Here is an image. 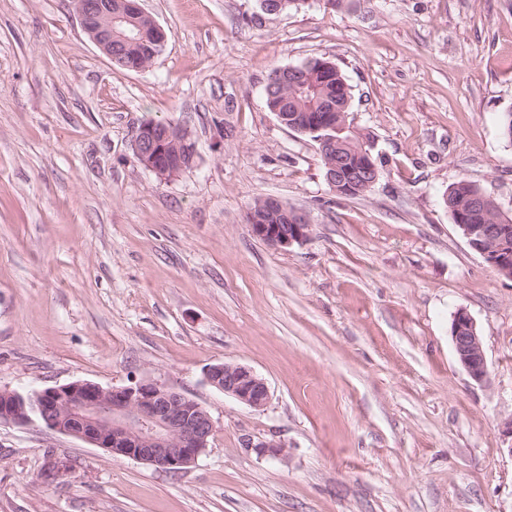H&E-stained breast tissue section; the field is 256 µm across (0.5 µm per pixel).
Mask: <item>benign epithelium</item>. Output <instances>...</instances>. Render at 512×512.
Returning a JSON list of instances; mask_svg holds the SVG:
<instances>
[{
	"instance_id": "benign-epithelium-1",
	"label": "benign epithelium",
	"mask_w": 512,
	"mask_h": 512,
	"mask_svg": "<svg viewBox=\"0 0 512 512\" xmlns=\"http://www.w3.org/2000/svg\"><path fill=\"white\" fill-rule=\"evenodd\" d=\"M83 31L99 50L112 58L113 25L129 17L144 16L139 0H74ZM323 153L335 159L327 168L339 171L345 163L348 143L319 139ZM132 150L138 163L161 178H170L193 166L188 132L169 123H144L133 134ZM372 157L358 172L357 186L344 185L328 176L334 192L355 188L365 194L379 174ZM253 233L268 245L286 249L306 241L311 224L308 216L267 197L258 209L248 212ZM459 229L470 245L501 276L512 279V249L505 243L500 224H461ZM452 342L458 362L478 383L488 379L481 336L473 318L464 310L456 313ZM207 383L254 409L265 407L270 390L264 378L251 368L236 363H216L205 370ZM39 421L47 429L80 439L112 457L138 460L162 471H180L207 450L215 432L209 411L182 392L165 384L146 381L133 386L104 388L89 381L70 383L20 393L0 392V423L19 426ZM264 457L281 458L285 445L276 440L248 443Z\"/></svg>"
}]
</instances>
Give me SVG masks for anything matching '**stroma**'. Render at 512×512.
Here are the masks:
<instances>
[{
    "mask_svg": "<svg viewBox=\"0 0 512 512\" xmlns=\"http://www.w3.org/2000/svg\"><path fill=\"white\" fill-rule=\"evenodd\" d=\"M167 43L114 65L73 0H0V389L157 380L216 432L165 472L39 424L0 423V512H512V280L453 223L467 179L512 217V0H144ZM313 58L352 89L380 178L330 190L317 145L265 103L269 72ZM186 128L194 165L136 161L140 124ZM306 213L259 240L249 207ZM473 317L488 380L457 362ZM263 377L246 406L209 365ZM284 443V459L249 442ZM70 459L61 484L40 479ZM259 206L257 209H251L248 212V220L251 224L253 233L263 240L268 245L286 249L294 244L303 243L310 235L311 224L308 216L293 208H288L287 205L280 202V200L272 197H267L263 200H258ZM257 211L264 213H284L288 224H268L262 222ZM207 383L216 390L254 409L265 407L270 390L264 378L251 368L236 363H216L205 370Z\"/></svg>",
    "mask_w": 512,
    "mask_h": 512,
    "instance_id": "obj_1",
    "label": "stroma"
}]
</instances>
